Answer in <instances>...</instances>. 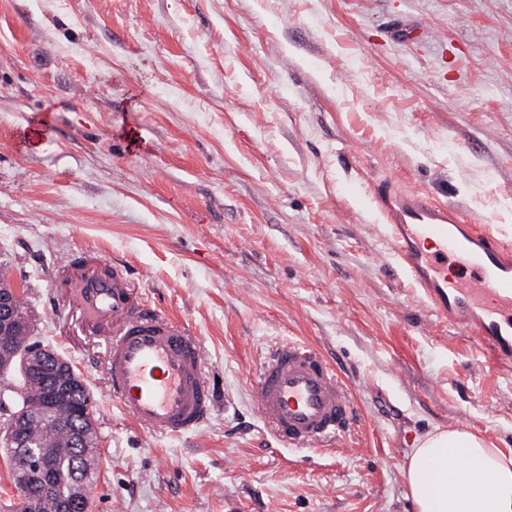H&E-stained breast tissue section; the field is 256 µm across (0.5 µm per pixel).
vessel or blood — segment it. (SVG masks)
<instances>
[{
  "label": "vessel or blood",
  "mask_w": 512,
  "mask_h": 512,
  "mask_svg": "<svg viewBox=\"0 0 512 512\" xmlns=\"http://www.w3.org/2000/svg\"><path fill=\"white\" fill-rule=\"evenodd\" d=\"M394 257L428 306L449 324L477 336L491 359L512 365V245L488 227L466 224L457 208L419 192L378 185ZM468 270L462 284L449 266ZM92 317L112 323L105 339L108 396L140 428L179 436L209 419L214 391L197 338L132 290L122 265L102 262L85 279L79 299ZM253 407L283 447L335 446L348 431L354 401L337 372L314 346L288 342L260 366Z\"/></svg>",
  "instance_id": "vessel-or-blood-1"
}]
</instances>
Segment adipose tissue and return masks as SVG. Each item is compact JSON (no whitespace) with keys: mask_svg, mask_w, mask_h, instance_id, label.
<instances>
[{"mask_svg":"<svg viewBox=\"0 0 512 512\" xmlns=\"http://www.w3.org/2000/svg\"><path fill=\"white\" fill-rule=\"evenodd\" d=\"M405 477L414 512H512V455L465 430L426 433Z\"/></svg>","mask_w":512,"mask_h":512,"instance_id":"adipose-tissue-1","label":"adipose tissue"}]
</instances>
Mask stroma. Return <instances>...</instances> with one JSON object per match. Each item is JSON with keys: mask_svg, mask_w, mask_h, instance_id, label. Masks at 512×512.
Instances as JSON below:
<instances>
[{"mask_svg": "<svg viewBox=\"0 0 512 512\" xmlns=\"http://www.w3.org/2000/svg\"><path fill=\"white\" fill-rule=\"evenodd\" d=\"M381 183L512 243V0H0V270L92 393V512H410L418 437L512 454V369L405 279ZM95 255L199 339L197 433L106 395L104 336L57 285ZM288 340L357 405L329 452L254 412Z\"/></svg>", "mask_w": 512, "mask_h": 512, "instance_id": "1", "label": "stroma"}]
</instances>
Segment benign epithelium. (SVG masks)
Segmentation results:
<instances>
[{"instance_id":"obj_1","label":"benign epithelium","mask_w":512,"mask_h":512,"mask_svg":"<svg viewBox=\"0 0 512 512\" xmlns=\"http://www.w3.org/2000/svg\"><path fill=\"white\" fill-rule=\"evenodd\" d=\"M17 294L18 288L13 284L0 288V358L19 362L23 378H36L42 382L44 395L38 416L47 423L73 426L75 446L91 448L94 420L87 414V407L76 408L70 402L72 392L83 382V378L53 349L44 345L24 349L16 343V337L23 335L25 330L13 311ZM10 376V371H0V392L3 399L16 404L23 397V387L8 383ZM30 422V415L22 411L3 417L9 448L18 455L28 457L31 467L44 476L41 498L37 503L38 512H90V500L81 480L72 482L69 498L61 499L55 493V462L69 454L71 449L63 446L37 447L30 433Z\"/></svg>"}]
</instances>
